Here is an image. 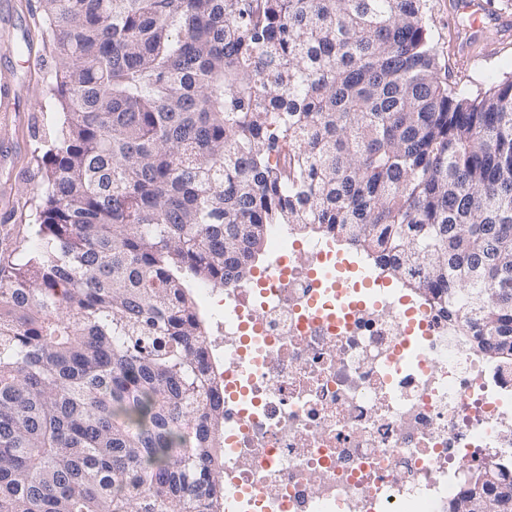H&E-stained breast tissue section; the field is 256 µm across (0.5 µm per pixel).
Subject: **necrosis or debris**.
<instances>
[{
    "label": "necrosis or debris",
    "instance_id": "necrosis-or-debris-1",
    "mask_svg": "<svg viewBox=\"0 0 512 512\" xmlns=\"http://www.w3.org/2000/svg\"><path fill=\"white\" fill-rule=\"evenodd\" d=\"M268 237L259 275L196 291L224 325V512H447L512 467V370L332 237ZM485 475L486 474H481V471L474 472L470 477L471 486L464 489L462 493H460L454 500H452L449 503L447 512H474L473 510L470 509L461 508L460 505L463 504V502H465L469 498V493L471 492V490L479 489L483 493H487L490 491L488 482L484 480Z\"/></svg>",
    "mask_w": 512,
    "mask_h": 512
}]
</instances>
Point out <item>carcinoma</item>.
Instances as JSON below:
<instances>
[{
  "mask_svg": "<svg viewBox=\"0 0 512 512\" xmlns=\"http://www.w3.org/2000/svg\"><path fill=\"white\" fill-rule=\"evenodd\" d=\"M37 2L64 120L0 262V512H223L192 288L250 277L269 224L362 249L512 364L484 341L512 324V80L442 81L427 0Z\"/></svg>",
  "mask_w": 512,
  "mask_h": 512,
  "instance_id": "cac0c4a2",
  "label": "carcinoma"
}]
</instances>
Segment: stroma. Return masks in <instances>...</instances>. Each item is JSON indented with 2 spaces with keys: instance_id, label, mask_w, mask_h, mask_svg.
I'll return each instance as SVG.
<instances>
[{
  "instance_id": "stroma-1",
  "label": "stroma",
  "mask_w": 512,
  "mask_h": 512,
  "mask_svg": "<svg viewBox=\"0 0 512 512\" xmlns=\"http://www.w3.org/2000/svg\"><path fill=\"white\" fill-rule=\"evenodd\" d=\"M454 0H427V20L438 53L440 78L469 93L487 90L512 76V32L496 37V52L487 56L474 46L468 60L459 57L466 37L453 15ZM36 0H0V70L21 87L11 116V129L0 143V253L16 239L35 240L38 226L31 199L44 179L35 159L60 115L43 94L44 80L56 60L38 36Z\"/></svg>"
}]
</instances>
